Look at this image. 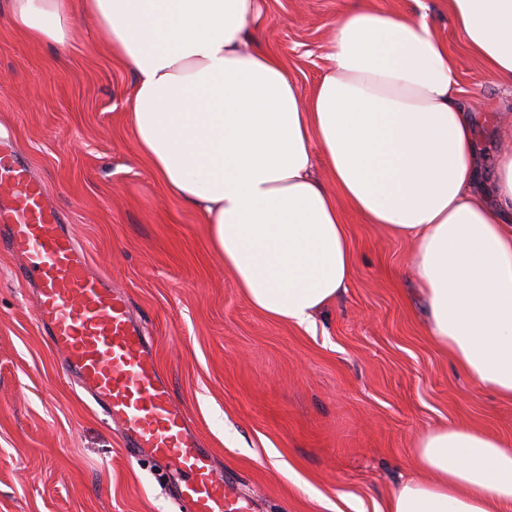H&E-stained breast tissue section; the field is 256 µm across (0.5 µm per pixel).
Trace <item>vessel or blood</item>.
Returning <instances> with one entry per match:
<instances>
[{
  "instance_id": "obj_1",
  "label": "vessel or blood",
  "mask_w": 512,
  "mask_h": 512,
  "mask_svg": "<svg viewBox=\"0 0 512 512\" xmlns=\"http://www.w3.org/2000/svg\"><path fill=\"white\" fill-rule=\"evenodd\" d=\"M0 248L24 256L38 288L36 320L64 355V371L120 423L127 447L147 448L181 477L193 512H250L233 497L174 403L124 294L92 272L27 162L0 151Z\"/></svg>"
}]
</instances>
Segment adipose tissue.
<instances>
[{
  "label": "adipose tissue",
  "instance_id": "obj_1",
  "mask_svg": "<svg viewBox=\"0 0 512 512\" xmlns=\"http://www.w3.org/2000/svg\"><path fill=\"white\" fill-rule=\"evenodd\" d=\"M17 27L65 42L97 20L136 76L129 119L167 189L202 213L249 303L307 329L355 257L341 204L415 243L428 334L512 400V124L483 175L458 57L425 17L352 6L302 98L261 45L262 0H11ZM468 53L512 89V0H449ZM320 155L337 191L311 173ZM417 474L378 512H512V441L465 424L415 443Z\"/></svg>",
  "mask_w": 512,
  "mask_h": 512
}]
</instances>
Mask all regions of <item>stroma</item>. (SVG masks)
<instances>
[{
    "label": "stroma",
    "mask_w": 512,
    "mask_h": 512,
    "mask_svg": "<svg viewBox=\"0 0 512 512\" xmlns=\"http://www.w3.org/2000/svg\"><path fill=\"white\" fill-rule=\"evenodd\" d=\"M349 0H264L261 40L302 95ZM425 13L477 120L512 117L449 19L448 0H366ZM108 32L78 17L65 44L25 37L0 0V145L46 186L93 269L123 290L159 372L251 512H374L413 468L418 435L469 424L512 439V401L459 371L427 333L414 246L344 209L355 263L310 329L242 296L203 217L171 194L127 120L136 78ZM35 287L0 251V512H188L174 479L127 448L62 369Z\"/></svg>",
    "instance_id": "35a3bbf8"
}]
</instances>
